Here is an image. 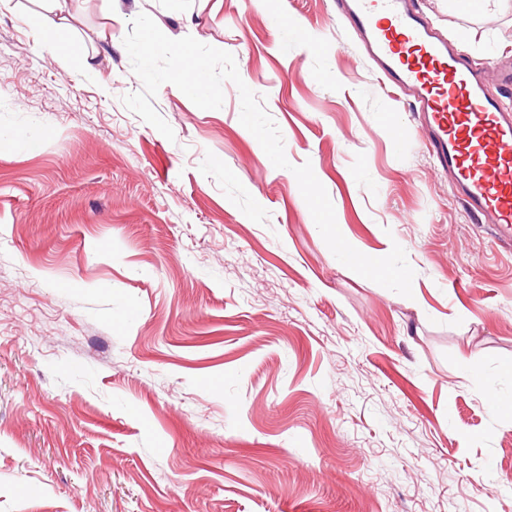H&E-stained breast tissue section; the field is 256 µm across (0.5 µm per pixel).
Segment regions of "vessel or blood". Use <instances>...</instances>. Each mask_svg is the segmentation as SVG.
I'll return each mask as SVG.
<instances>
[{"mask_svg":"<svg viewBox=\"0 0 512 512\" xmlns=\"http://www.w3.org/2000/svg\"><path fill=\"white\" fill-rule=\"evenodd\" d=\"M392 86L414 95L436 163L466 206L512 248V113L489 97L462 55L413 7V0H337Z\"/></svg>","mask_w":512,"mask_h":512,"instance_id":"b4317fda","label":"vessel or blood"}]
</instances>
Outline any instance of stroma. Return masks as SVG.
I'll use <instances>...</instances> for the list:
<instances>
[{"label": "stroma", "instance_id": "obj_1", "mask_svg": "<svg viewBox=\"0 0 512 512\" xmlns=\"http://www.w3.org/2000/svg\"><path fill=\"white\" fill-rule=\"evenodd\" d=\"M414 2L512 111V0ZM45 7L0 0V512H512V251L336 0H79V73ZM142 13L234 55L412 297L333 256L233 83L207 110L161 85L171 140L124 106ZM52 8L32 17V25L38 34L41 45L52 53L62 51L61 57L72 65L83 66L82 53L70 37L68 19L77 0H48Z\"/></svg>", "mask_w": 512, "mask_h": 512}]
</instances>
